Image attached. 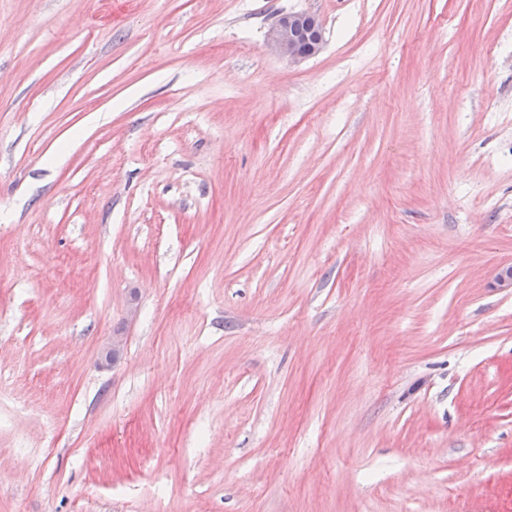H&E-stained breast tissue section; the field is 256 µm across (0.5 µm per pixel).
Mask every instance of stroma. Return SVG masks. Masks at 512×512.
Here are the masks:
<instances>
[{
    "instance_id": "1",
    "label": "stroma",
    "mask_w": 512,
    "mask_h": 512,
    "mask_svg": "<svg viewBox=\"0 0 512 512\" xmlns=\"http://www.w3.org/2000/svg\"><path fill=\"white\" fill-rule=\"evenodd\" d=\"M510 264L512 0H0V512H512ZM322 45V23L310 13L283 14L268 33V46L294 63L316 55Z\"/></svg>"
}]
</instances>
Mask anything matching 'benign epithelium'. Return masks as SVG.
<instances>
[{"mask_svg": "<svg viewBox=\"0 0 512 512\" xmlns=\"http://www.w3.org/2000/svg\"><path fill=\"white\" fill-rule=\"evenodd\" d=\"M322 45V23L310 13L283 14L268 33V46L294 63L316 55ZM123 348V337H112L102 352L103 362L107 365L116 363L122 356Z\"/></svg>", "mask_w": 512, "mask_h": 512, "instance_id": "1", "label": "benign epithelium"}]
</instances>
